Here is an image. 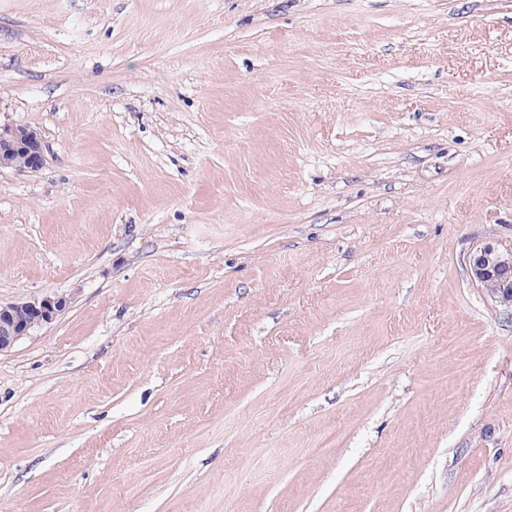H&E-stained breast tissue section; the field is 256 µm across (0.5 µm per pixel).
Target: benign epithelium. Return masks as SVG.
Masks as SVG:
<instances>
[{
    "label": "benign epithelium",
    "instance_id": "obj_1",
    "mask_svg": "<svg viewBox=\"0 0 512 512\" xmlns=\"http://www.w3.org/2000/svg\"><path fill=\"white\" fill-rule=\"evenodd\" d=\"M24 157L25 166L14 165ZM43 164L40 134L25 126H0V169L35 171ZM471 282L493 302L512 308V238L476 245L467 259ZM67 299L46 295L23 302L0 303V353L52 323Z\"/></svg>",
    "mask_w": 512,
    "mask_h": 512
}]
</instances>
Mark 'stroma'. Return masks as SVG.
Returning a JSON list of instances; mask_svg holds the SVG:
<instances>
[{"mask_svg":"<svg viewBox=\"0 0 512 512\" xmlns=\"http://www.w3.org/2000/svg\"><path fill=\"white\" fill-rule=\"evenodd\" d=\"M0 512H512V0H0ZM22 155L25 166L21 169L14 165ZM18 165H24L23 157ZM43 164L42 141L40 134L25 126L0 125V169L10 168L19 172L35 171ZM467 262L471 282L493 302L511 309L512 238L476 245ZM491 283L495 288H486ZM66 304L64 296L55 294L23 302L0 303V353L9 351L19 341L52 323Z\"/></svg>","mask_w":512,"mask_h":512,"instance_id":"obj_1","label":"stroma"}]
</instances>
